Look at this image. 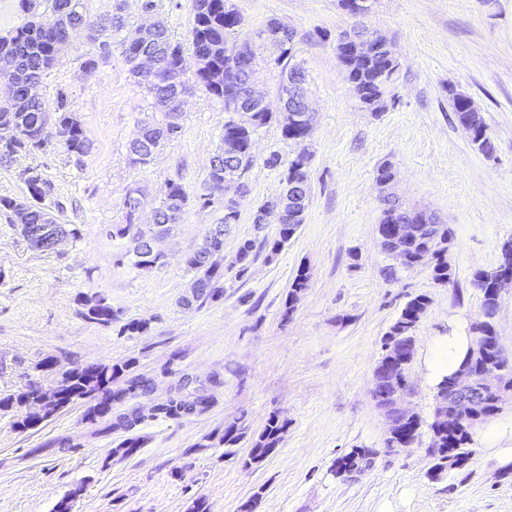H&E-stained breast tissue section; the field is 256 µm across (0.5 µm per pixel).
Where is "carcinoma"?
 Returning <instances> with one entry per match:
<instances>
[{
  "mask_svg": "<svg viewBox=\"0 0 512 512\" xmlns=\"http://www.w3.org/2000/svg\"><path fill=\"white\" fill-rule=\"evenodd\" d=\"M61 0H19L20 10L27 15L26 21L5 36H0V59L8 67L0 68V78L9 80L13 86V97L10 104L0 109V164H12L17 158L43 151L50 139L43 135V125L52 120L70 127L71 136L65 150L76 156L85 157L92 152L93 144L87 138L79 117L67 108L64 101L59 102L56 112L50 114L43 107L41 99L29 93V87L42 81V77L55 63L54 45L62 36L66 25L73 27L85 26L90 30L89 37L98 43L100 56L110 53L112 35L120 34L119 45L125 62L130 64L135 46L129 43V35L122 34L125 29L123 19V3L116 0L112 19L107 24L93 23L88 20L85 12V0H70L69 11L60 13ZM194 23L190 31L192 49L201 51L212 48V55L207 63L209 74L201 78L200 86L209 95L224 102V111L228 117L224 121V143L228 144L237 155L232 156L226 150L215 153L210 163L208 179L224 178V170L235 169V183L239 187H247L244 175L255 163V154L250 151L253 139L258 129L276 121L273 112L255 113L256 121L251 127L236 124L237 102L224 97V76L229 75L237 82L238 93L245 95L253 75L260 65L256 54H251L252 65L245 70L238 66L237 45L229 44L228 35L236 32L242 24L239 13L230 5L228 0H192ZM161 63L172 66L180 62L183 48L179 43L170 40L167 30H162L159 38L146 47ZM384 54L391 59L380 58L373 65H367L359 58H352L348 65L354 77L359 81L358 90L369 96L378 90H387L393 82L396 71L391 69V62H399L392 48H387ZM279 72L278 90H283L289 84L300 92L303 87L304 75L301 68L293 63V47L277 52L276 57L269 61ZM130 76L134 83L152 100H157L171 94V91L160 84L148 83L142 79L134 67H129ZM474 135L471 139L473 146L485 155L494 152V144L487 134V126L480 112L471 113ZM181 132V118L169 120V113H164V120L157 125L142 128L139 136L129 146L133 162L145 165L150 162L157 149L167 140L178 136ZM283 140L295 147L294 156L288 160L285 177H309L308 164L311 151L307 138L301 133H292L281 128ZM31 174L32 178L24 181L27 192L31 193L32 223L42 221L45 206L43 185H52L43 172L37 168L26 167L20 175ZM189 197L182 184L170 181L167 184L165 204L155 215V224L148 229V234L164 236L169 233L172 225L178 223L188 205ZM143 206V194L137 188L128 190L123 198L125 223L116 225L112 234L127 237L132 244V254L135 265L144 270H152L163 265L162 256L152 254L148 250L145 235L135 231L138 226V214ZM224 216L221 223L224 226L235 224L239 220L237 203L232 196L224 197L222 202ZM399 206L390 204L383 208L379 225L384 224H413L417 227L418 235L409 245V256L418 266L430 269L433 280L445 285L452 280V267L448 262V227L445 224H429L423 218V212L406 207L403 213H398ZM304 218L278 226L277 236L273 240L262 239L264 246L272 254L277 253L285 243L296 234ZM219 247L209 234H204L201 243L187 256L185 263L196 273L193 283L192 298L182 299L185 306L200 299H216L223 295L220 287L224 279V269L218 265L210 266L205 263L204 256L211 249ZM256 257V240L240 241L233 268L235 277L245 276ZM491 275L488 270H479L473 275V285L482 293V308L493 306V299L486 291V279ZM310 274L307 268L301 267L294 276L288 296L285 301V314L294 310L298 296L308 287ZM85 317L102 325L119 321L117 312L112 308L109 298L103 293H97L84 299ZM428 299L418 295L410 299L402 309L399 317L385 333V338L395 341L402 347H407L415 340V330L421 317L425 314ZM474 336L480 338L481 349L470 350L460 369H470L481 376L492 370H502L504 386L512 388V364L505 357L495 325L490 320H479L472 326ZM411 364L409 359L394 357L387 363L383 378L388 381L405 382ZM135 361L131 359L117 361L112 364L87 363L66 369L62 373V389L65 395L58 400L49 399L42 392V384L36 380L29 381L19 391L0 397V410H19L13 421L14 429L27 432L39 426V423L51 418L61 409L76 403H84L86 410L84 420L90 423L106 422L104 430L123 431L127 437L117 448L112 450L115 455L130 457L137 449L143 447L145 440L136 435L137 428L149 420H179L190 415H196L206 410L212 403L209 396L201 393L197 383H177L178 395L169 402L156 407L150 404H137L122 408L130 399L147 396L152 385L150 380L133 373ZM120 386L113 387L114 383ZM496 396L489 393L485 398L484 407L473 417H459L453 421L438 422L435 419L425 421L406 420L395 421L391 437L385 440L386 448H412L421 443L423 434L429 435L427 452L433 459L431 472L433 477L454 468H460L469 461L468 445L472 441L474 430L481 424L495 417ZM245 426L242 420L231 422L216 436H209L206 442L196 444L198 448H206L208 444L217 443L226 448V454H232L234 448L243 438ZM285 422L275 414L268 419L264 431L253 442L244 466L258 465L275 453ZM377 452L372 448H352L337 458L336 470L347 474L361 473L375 463Z\"/></svg>",
  "mask_w": 512,
  "mask_h": 512,
  "instance_id": "1",
  "label": "carcinoma"
}]
</instances>
